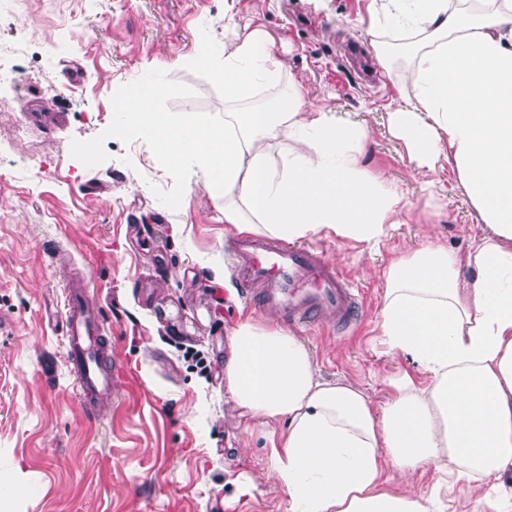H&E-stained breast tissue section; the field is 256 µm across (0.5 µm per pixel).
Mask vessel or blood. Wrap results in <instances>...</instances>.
Listing matches in <instances>:
<instances>
[{"label":"vessel or blood","instance_id":"obj_1","mask_svg":"<svg viewBox=\"0 0 512 512\" xmlns=\"http://www.w3.org/2000/svg\"><path fill=\"white\" fill-rule=\"evenodd\" d=\"M236 254L247 269L246 286H261L260 301L266 309L287 312L290 320L302 323L332 316L347 325L359 317L361 303L354 285L317 249L245 236L237 240ZM85 294L82 283L66 288L65 336L78 388L93 400L111 392L116 375L101 367V324L86 307Z\"/></svg>","mask_w":512,"mask_h":512}]
</instances>
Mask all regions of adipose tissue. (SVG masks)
I'll list each match as a JSON object with an SVG mask.
<instances>
[{"label":"adipose tissue","mask_w":512,"mask_h":512,"mask_svg":"<svg viewBox=\"0 0 512 512\" xmlns=\"http://www.w3.org/2000/svg\"><path fill=\"white\" fill-rule=\"evenodd\" d=\"M414 34L380 40L381 29ZM381 61L406 57L414 91L389 114L392 134L427 172L448 161L483 233L466 254L431 239L383 273L380 329L391 349L426 375L393 382L382 409L355 382L320 380L306 344L250 319L230 336L224 390L241 414L283 425L271 475L289 512H435L413 490L382 486L384 464L410 475L429 463L497 477L512 507V0L471 13L448 0H381L370 29ZM216 77L230 107L223 125L159 111L165 85L124 97L116 137L150 141L163 168L224 195V221L238 231L293 241L331 230L377 244L405 202L367 175L357 148L365 129L337 121L285 79L259 28L238 36ZM287 92L258 102L261 89ZM290 146L280 167L269 148Z\"/></svg>","instance_id":"adipose-tissue-1"}]
</instances>
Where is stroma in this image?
Wrapping results in <instances>:
<instances>
[{
	"label": "stroma",
	"mask_w": 512,
	"mask_h": 512,
	"mask_svg": "<svg viewBox=\"0 0 512 512\" xmlns=\"http://www.w3.org/2000/svg\"><path fill=\"white\" fill-rule=\"evenodd\" d=\"M263 28L286 75L337 119L366 129L361 167L398 187L406 208L376 247L324 230L306 238L359 289L357 325L298 327L241 288L236 230L222 197L166 174L141 138L118 139L112 115L130 85L162 73L159 110L224 121V86L199 55ZM374 0H10L0 17V512H288L270 476L271 426L224 392L230 334L272 320L303 339L318 375L362 385L374 406L390 379L424 376L379 328L383 271L432 238L465 253L475 211L455 172L410 163L388 114L411 90L370 43ZM96 147L87 164L84 144ZM89 284L104 326L109 395L87 405L65 344L68 282ZM410 484L443 512H497L488 479L434 465ZM254 483L252 494L240 491Z\"/></svg>",
	"instance_id": "35a3bbf8"
}]
</instances>
